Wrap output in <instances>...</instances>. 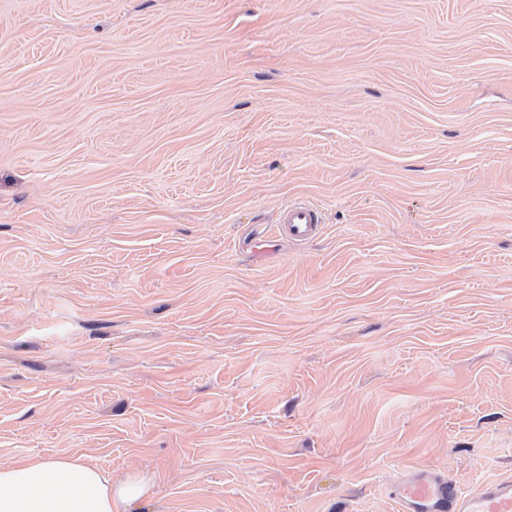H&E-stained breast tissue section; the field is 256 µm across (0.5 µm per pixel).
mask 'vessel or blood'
<instances>
[{"label":"vessel or blood","instance_id":"1","mask_svg":"<svg viewBox=\"0 0 512 512\" xmlns=\"http://www.w3.org/2000/svg\"><path fill=\"white\" fill-rule=\"evenodd\" d=\"M322 222L319 207L308 201L285 204L273 228L279 238L298 242L313 238ZM400 512H512V478L461 490L459 484L425 466L405 470L391 491Z\"/></svg>","mask_w":512,"mask_h":512}]
</instances>
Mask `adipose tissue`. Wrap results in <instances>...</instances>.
Wrapping results in <instances>:
<instances>
[{"mask_svg": "<svg viewBox=\"0 0 512 512\" xmlns=\"http://www.w3.org/2000/svg\"><path fill=\"white\" fill-rule=\"evenodd\" d=\"M151 491L139 473L116 481L75 457L0 466V512H134Z\"/></svg>", "mask_w": 512, "mask_h": 512, "instance_id": "1", "label": "adipose tissue"}]
</instances>
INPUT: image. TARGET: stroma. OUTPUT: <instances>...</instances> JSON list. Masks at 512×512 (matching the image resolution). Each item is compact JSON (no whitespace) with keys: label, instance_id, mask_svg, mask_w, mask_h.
<instances>
[{"label":"stroma","instance_id":"stroma-1","mask_svg":"<svg viewBox=\"0 0 512 512\" xmlns=\"http://www.w3.org/2000/svg\"><path fill=\"white\" fill-rule=\"evenodd\" d=\"M61 455L140 512L512 476V0H0V464ZM322 214L319 207L308 201H291L278 214L273 236L298 242L307 241L317 235Z\"/></svg>","mask_w":512,"mask_h":512}]
</instances>
